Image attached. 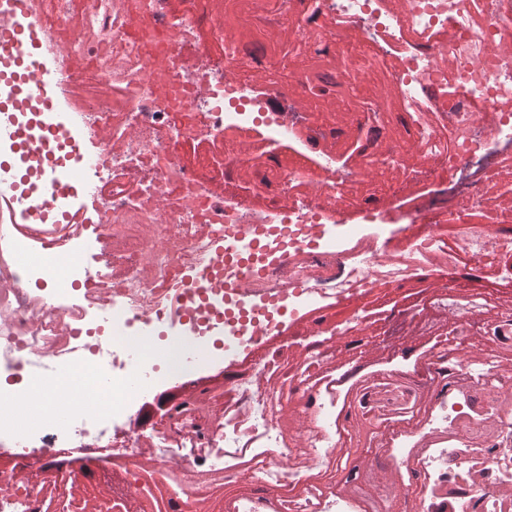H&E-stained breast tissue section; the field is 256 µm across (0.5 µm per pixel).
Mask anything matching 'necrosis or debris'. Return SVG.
Returning a JSON list of instances; mask_svg holds the SVG:
<instances>
[{
  "label": "necrosis or debris",
  "instance_id": "4bbe7bcc",
  "mask_svg": "<svg viewBox=\"0 0 512 512\" xmlns=\"http://www.w3.org/2000/svg\"><path fill=\"white\" fill-rule=\"evenodd\" d=\"M28 20L43 78L100 104L55 113L54 152L28 147L27 190L0 164V457L38 458L70 490L63 460L95 451L141 496L172 460L230 484L246 459L275 512L400 495L512 512V407L470 435L482 416L465 394L493 372L473 337L453 325L418 358L372 360L349 385L338 373L347 337L387 338V304L447 290L445 261L493 278V302L512 286V0H39ZM108 59L132 68L111 80ZM168 64L181 84L154 77ZM75 126L93 158L74 160ZM60 162L76 175L45 194ZM75 196L97 223L58 218ZM238 365L221 414L208 387L171 401ZM404 377L435 394L372 440L384 473L358 494L324 482L357 475L349 421L380 417L378 391ZM286 400L309 405L304 435ZM298 443L300 472L283 465ZM167 485L204 505L205 484Z\"/></svg>",
  "mask_w": 512,
  "mask_h": 512
}]
</instances>
